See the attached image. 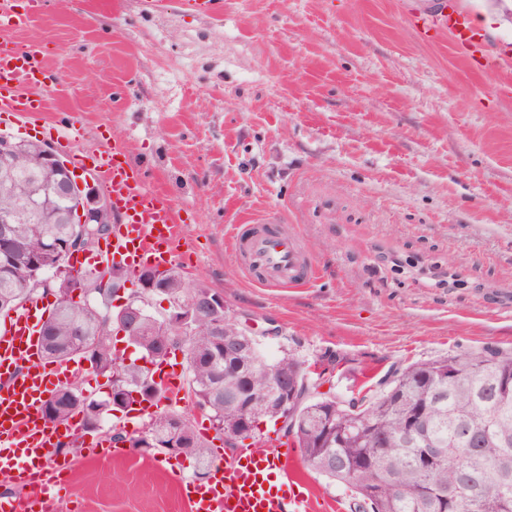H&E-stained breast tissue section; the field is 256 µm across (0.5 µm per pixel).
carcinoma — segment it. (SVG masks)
<instances>
[{
  "instance_id": "1",
  "label": "carcinoma",
  "mask_w": 512,
  "mask_h": 512,
  "mask_svg": "<svg viewBox=\"0 0 512 512\" xmlns=\"http://www.w3.org/2000/svg\"><path fill=\"white\" fill-rule=\"evenodd\" d=\"M40 144L26 141L15 170L0 171V183L53 184L36 167ZM106 225L72 224L67 206L57 200L53 223H41L40 215L9 226L13 249L0 254V300L20 302L53 294L64 282L74 283L68 264L64 279L52 267L57 260L49 247L56 242L89 248L106 234ZM165 283L168 296L182 302L193 300L207 288L190 282L181 269L156 267L139 271L137 281ZM73 289L56 298L41 335V357L50 363L79 361L92 364V373L109 379L107 396L99 398L83 387L67 384L56 389L47 402L51 416L65 422L76 414L81 427L99 428L114 410L139 406L132 393L144 392L154 370L136 361L124 362L112 344L118 328V309L112 306V289L84 288L78 297ZM142 359L160 364L166 356L184 355L188 392L193 405L209 412L213 428L224 434L240 417L237 402L224 390L239 367L262 363L266 372L251 382L257 396L263 394L267 377L298 378L299 399L286 431L300 448L304 461L322 463L320 474L345 486L353 497L354 512H512V353L495 348L466 357H448L409 364L395 369L379 382L380 391L361 397L359 405L336 399L314 400L307 394L302 362L284 351L269 360L258 341L243 349L238 365L224 362V349L210 335L207 318L197 319L190 336H170L158 316L142 312L139 328L126 332ZM451 369L457 377L443 383L439 371ZM179 442L185 456L197 468L210 469L208 445L183 413ZM144 430L160 439L168 432L166 410L152 414ZM423 448H439L448 462L435 469L424 467Z\"/></svg>"
}]
</instances>
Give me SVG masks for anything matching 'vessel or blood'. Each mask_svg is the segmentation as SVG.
I'll list each match as a JSON object with an SVG mask.
<instances>
[{
	"label": "vessel or blood",
	"mask_w": 512,
	"mask_h": 512,
	"mask_svg": "<svg viewBox=\"0 0 512 512\" xmlns=\"http://www.w3.org/2000/svg\"><path fill=\"white\" fill-rule=\"evenodd\" d=\"M45 0H27L19 14L13 0H0V27L18 26L40 13ZM424 31L443 29L455 45L473 51L482 41L460 11L433 17ZM46 57L39 45L0 42V112L15 116V134L35 131L36 117L45 102L22 91L49 79ZM61 152L83 144L100 188L116 218L105 251L130 271L148 264L165 265L179 242L174 207L129 163L120 145L81 143L72 124L54 129ZM235 250H246L250 271L265 282L302 286L316 274L311 260L302 256L295 237L281 231L261 230L235 237ZM42 308H24L0 328V472L19 484L21 494L0 497V512H58L63 473H75L73 460L56 454L65 434L78 432L77 419L52 426L42 409L57 385L70 372L69 365L48 368L40 359L37 332ZM188 512H313L305 486L297 480L285 455L264 448L232 454L215 464L207 482L179 479Z\"/></svg>",
	"instance_id": "vessel-or-blood-1"
}]
</instances>
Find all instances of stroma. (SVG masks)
<instances>
[{
	"instance_id": "stroma-1",
	"label": "stroma",
	"mask_w": 512,
	"mask_h": 512,
	"mask_svg": "<svg viewBox=\"0 0 512 512\" xmlns=\"http://www.w3.org/2000/svg\"><path fill=\"white\" fill-rule=\"evenodd\" d=\"M0 41L39 44L53 75L31 87L44 130L76 122L115 140L174 204L191 279L224 295L262 353L336 358L347 399L392 369L512 350V88L468 69L447 35L416 26L447 5L512 60V0H46ZM270 221L317 276L274 288L247 270L234 232ZM280 437L266 424L252 444ZM291 467L322 503L350 491ZM157 450L89 463L61 512H185Z\"/></svg>"
}]
</instances>
